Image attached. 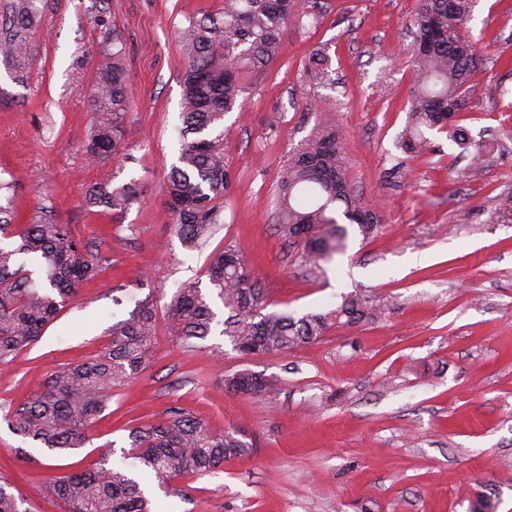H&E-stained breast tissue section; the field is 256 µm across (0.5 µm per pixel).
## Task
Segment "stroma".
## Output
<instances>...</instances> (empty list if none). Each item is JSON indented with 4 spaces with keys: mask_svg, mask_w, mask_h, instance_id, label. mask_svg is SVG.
I'll return each instance as SVG.
<instances>
[{
    "mask_svg": "<svg viewBox=\"0 0 512 512\" xmlns=\"http://www.w3.org/2000/svg\"><path fill=\"white\" fill-rule=\"evenodd\" d=\"M224 0H42L32 64L16 79L0 64V179H15L13 221L70 225L105 259L42 338L0 366V409L31 399L50 372L112 344L113 319L153 303L154 359L116 387L83 447L60 455L0 420V476L26 512H64L45 486L58 466L93 467L129 448L130 427L177 407L215 431L244 430L254 450L214 473L151 481L155 512H467L475 491L512 512V223L493 213L512 190V0H476L467 22L481 61L458 124L497 143L478 166L446 133L411 156L397 146L415 74L409 62L418 0H316L302 27L283 34L272 65L251 76L244 105L224 118L231 196L209 240L186 248L161 186L181 148L185 104L178 31ZM120 35L132 97L126 148L93 161L90 95ZM325 49L328 81L307 77ZM334 109L355 191L384 226L365 239L348 225L347 249L322 269L276 230L280 173L323 109ZM139 184L122 213L88 207L100 182ZM238 249L262 276L273 312L301 316L359 292L383 301L371 321L331 329L280 355L243 356L212 333L196 348L172 336L166 305L180 284L208 288L209 254ZM275 376L268 400L229 393L225 376ZM29 452L19 458L18 449Z\"/></svg>",
    "mask_w": 512,
    "mask_h": 512,
    "instance_id": "stroma-1",
    "label": "stroma"
}]
</instances>
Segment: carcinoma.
Segmentation results:
<instances>
[{"label": "carcinoma", "mask_w": 512, "mask_h": 512, "mask_svg": "<svg viewBox=\"0 0 512 512\" xmlns=\"http://www.w3.org/2000/svg\"><path fill=\"white\" fill-rule=\"evenodd\" d=\"M38 0H11L8 22L0 27V61L16 77L27 74L31 35L39 25ZM474 0H420L412 20L415 28L411 62L415 82L400 137L409 153L427 149V132H448L457 145L474 148L480 160L492 144L466 141L457 124L471 98L468 76L477 65L474 42L466 21ZM301 0H224V9L188 19L181 29L183 95L186 110L182 145L163 191L167 213L183 243L202 246L220 223L224 199L232 192L231 168L224 156V116L243 104V76L259 72L279 55L285 29L302 23ZM329 57L317 51L305 71L326 75ZM94 124L84 151L94 160L124 149L125 117L130 109L122 50L112 52V66L100 69L91 98ZM139 186L98 183L86 201L114 211L138 200ZM275 209L278 231L302 244L301 262L322 269L344 251L345 230L338 217L357 226L367 239L383 226L378 209L354 191L349 178L343 137L329 111L322 113L311 134L290 153L278 180ZM495 220L512 223V192L499 199ZM0 232L17 238L16 247L0 246V365L34 344L79 288L97 279L101 259L74 239L67 224L38 219L13 224L10 205H0ZM27 263H18L19 256ZM210 293L189 283L177 288L166 305L168 319L186 348L214 330L219 299L227 312L220 335L245 355L292 352L321 340L334 327L357 324L382 313V304L361 293L342 297L326 313L298 318L268 311L262 279L234 247L211 253L205 270ZM112 347L81 363L52 371L31 400L7 414L8 427L24 438L60 454L82 447L88 429L107 407L112 390L144 371L152 359L157 334L153 305H138L128 317L112 322ZM234 394L265 400L277 379L264 372L240 370L224 379ZM236 428L214 432L174 408L165 421L129 430L130 449L122 460L104 456L91 470L56 477L47 493L65 503L69 512H151L141 482L148 477L174 480L203 476L224 462L244 458L253 445ZM21 500L0 482V512H28Z\"/></svg>", "instance_id": "carcinoma-1"}]
</instances>
